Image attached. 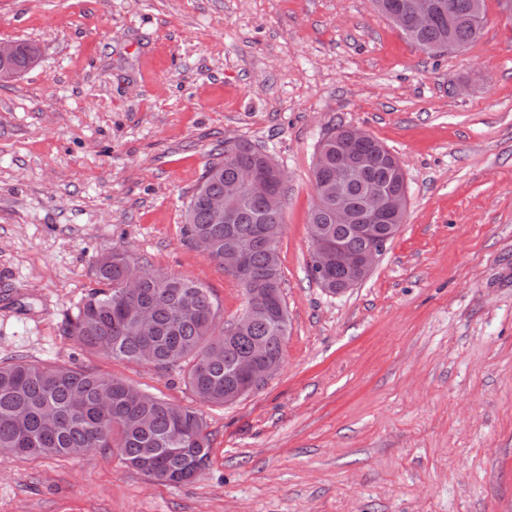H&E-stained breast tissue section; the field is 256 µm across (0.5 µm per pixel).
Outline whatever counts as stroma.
<instances>
[{"label": "stroma", "instance_id": "1", "mask_svg": "<svg viewBox=\"0 0 512 512\" xmlns=\"http://www.w3.org/2000/svg\"><path fill=\"white\" fill-rule=\"evenodd\" d=\"M434 55L369 0H0V364L77 366L202 415L210 461L164 485L115 448L0 456V512H512V10ZM401 161L407 212L371 275L307 271L312 171L335 126ZM247 139L287 174L278 371L224 406L179 368L64 333L98 256L245 297L183 234L212 151ZM18 47L16 50L15 43L12 42H1L0 43V60L5 61L12 58L10 66L18 74L26 72L36 62L40 50L36 44L29 42H17ZM16 51V53H15Z\"/></svg>", "mask_w": 512, "mask_h": 512}]
</instances>
